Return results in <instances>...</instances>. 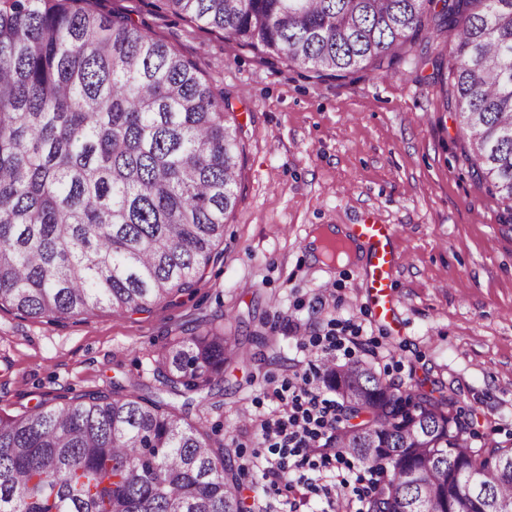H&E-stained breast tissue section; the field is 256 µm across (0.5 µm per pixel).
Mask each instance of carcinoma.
Here are the masks:
<instances>
[{
	"label": "carcinoma",
	"mask_w": 512,
	"mask_h": 512,
	"mask_svg": "<svg viewBox=\"0 0 512 512\" xmlns=\"http://www.w3.org/2000/svg\"><path fill=\"white\" fill-rule=\"evenodd\" d=\"M91 0H0V311L126 316L198 283L238 203L243 145L196 64ZM316 78L390 65L432 24L443 107L479 183L512 208V0H162ZM238 338L197 317L155 359L211 394ZM329 451L371 478L365 512H497L512 448L471 447L453 397L328 365ZM90 391L0 416V512H247L224 440L164 398Z\"/></svg>",
	"instance_id": "cac0c4a2"
}]
</instances>
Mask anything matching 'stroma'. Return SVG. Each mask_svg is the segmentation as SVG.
<instances>
[{"instance_id":"1","label":"stroma","mask_w":512,"mask_h":512,"mask_svg":"<svg viewBox=\"0 0 512 512\" xmlns=\"http://www.w3.org/2000/svg\"><path fill=\"white\" fill-rule=\"evenodd\" d=\"M127 16L196 62L224 92L244 145L239 202L224 252L192 290L150 312L99 310L58 323L0 312V415H15L112 382L155 392L154 361L199 315L245 319L243 362L205 400L175 398L193 423L220 429L257 512H354L351 490L333 502L290 473L277 483L256 468L259 417L275 392L317 362L315 337H350L337 364L363 360L408 390L435 383L457 401L475 448L512 446V218L480 186L433 85L447 39L421 32L388 70L317 80L225 39L222 30L161 9L158 0H93ZM394 225L403 262L394 321L374 319L362 268L310 261L308 240L326 224Z\"/></svg>"}]
</instances>
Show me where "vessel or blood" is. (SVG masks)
I'll use <instances>...</instances> for the list:
<instances>
[{
	"mask_svg": "<svg viewBox=\"0 0 512 512\" xmlns=\"http://www.w3.org/2000/svg\"><path fill=\"white\" fill-rule=\"evenodd\" d=\"M396 234L394 225L374 221L354 225L351 230L352 237L368 248L364 285L376 316L384 320L393 315L397 303L393 288V273L400 262L393 247Z\"/></svg>",
	"mask_w": 512,
	"mask_h": 512,
	"instance_id": "obj_1",
	"label": "vessel or blood"
}]
</instances>
